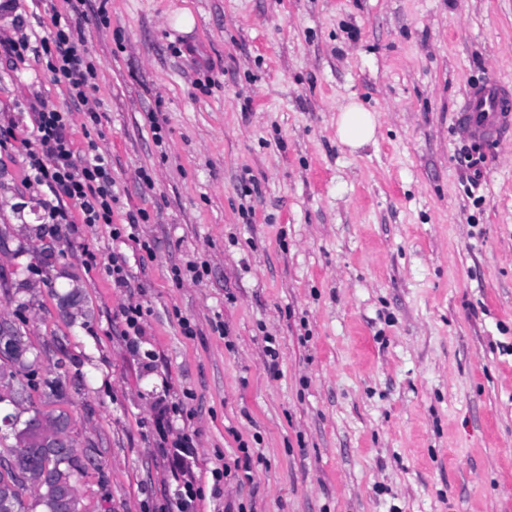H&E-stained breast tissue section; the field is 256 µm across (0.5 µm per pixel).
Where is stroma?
<instances>
[{"instance_id":"obj_1","label":"stroma","mask_w":512,"mask_h":512,"mask_svg":"<svg viewBox=\"0 0 512 512\" xmlns=\"http://www.w3.org/2000/svg\"><path fill=\"white\" fill-rule=\"evenodd\" d=\"M71 9L0 0V34ZM76 9L100 115L75 113L76 145L111 159L115 220L149 221L136 243L50 231L46 195L1 151L0 277L15 292L0 318L26 330L35 380L66 386L20 408L68 411L96 450L77 485L89 512H179L186 479L192 512H512V142L453 125L473 87L512 85V0ZM35 93L71 108L37 58L0 61V108L19 116ZM353 100L376 123L356 150L336 135ZM116 257L124 288L106 272ZM130 304L138 336L123 333ZM244 449L251 481L214 480Z\"/></svg>"}]
</instances>
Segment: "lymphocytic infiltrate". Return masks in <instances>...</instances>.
Here are the masks:
<instances>
[{"label": "lymphocytic infiltrate", "mask_w": 512, "mask_h": 512, "mask_svg": "<svg viewBox=\"0 0 512 512\" xmlns=\"http://www.w3.org/2000/svg\"><path fill=\"white\" fill-rule=\"evenodd\" d=\"M30 55L42 61L52 81L65 88L74 106L83 108L88 121L98 123L100 116L89 104L98 73L81 18L55 15L52 31L43 36L35 32L0 36L1 60L12 64ZM31 116L32 125L26 129L10 119L0 122V150L22 156L30 188L51 194L46 204L48 222L69 224L78 218L85 224L111 225L113 236H120V229L112 225L118 196L106 156L92 141L85 149H76L69 112L38 99L31 105Z\"/></svg>", "instance_id": "lymphocytic-infiltrate-1"}]
</instances>
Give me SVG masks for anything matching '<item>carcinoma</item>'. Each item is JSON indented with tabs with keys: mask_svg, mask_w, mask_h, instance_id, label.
Listing matches in <instances>:
<instances>
[{
	"mask_svg": "<svg viewBox=\"0 0 512 512\" xmlns=\"http://www.w3.org/2000/svg\"><path fill=\"white\" fill-rule=\"evenodd\" d=\"M13 340L19 352L10 365L11 371L0 373V388L6 389L11 396L15 395L12 381L16 375L29 371L35 364V360L31 359L33 352L28 337L18 327L15 328ZM39 388L48 398L65 397L64 385L58 378L45 379L32 385L34 390ZM38 418L49 428L66 429L72 425L66 411L44 412L36 407L31 409L28 418L18 420L17 430L12 432L15 444L6 448L7 454L31 464L36 474L48 471V479L43 484L34 481L26 486L0 476V512H87L78 494L77 484L80 477L87 474L85 458L88 449H78L73 438L69 439L71 447L63 455L50 448L37 447V443L26 438L21 429Z\"/></svg>",
	"mask_w": 512,
	"mask_h": 512,
	"instance_id": "carcinoma-1",
	"label": "carcinoma"
}]
</instances>
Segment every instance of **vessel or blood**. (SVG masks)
<instances>
[{"mask_svg": "<svg viewBox=\"0 0 512 512\" xmlns=\"http://www.w3.org/2000/svg\"><path fill=\"white\" fill-rule=\"evenodd\" d=\"M459 132L472 140H500L512 132V90L490 80L473 88L456 119Z\"/></svg>", "mask_w": 512, "mask_h": 512, "instance_id": "vessel-or-blood-1", "label": "vessel or blood"}]
</instances>
